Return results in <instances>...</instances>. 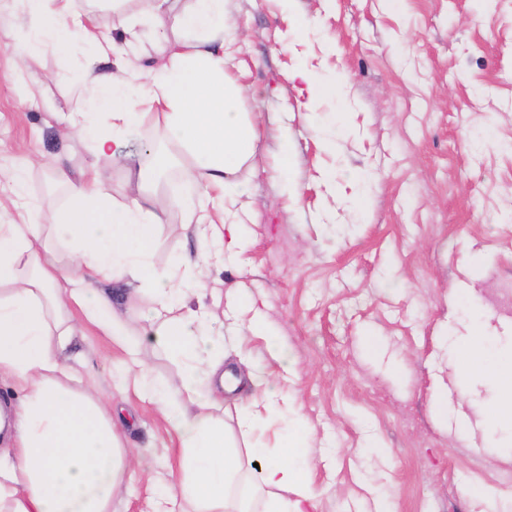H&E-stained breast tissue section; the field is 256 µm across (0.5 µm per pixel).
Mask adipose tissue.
I'll return each mask as SVG.
<instances>
[{
    "mask_svg": "<svg viewBox=\"0 0 512 512\" xmlns=\"http://www.w3.org/2000/svg\"><path fill=\"white\" fill-rule=\"evenodd\" d=\"M20 2L12 26L18 66L31 52L90 34L74 15L73 0ZM167 2L151 0L141 13L168 54L159 70L131 75L111 40L98 43L99 58L114 59L116 70L108 77L90 74L76 101V131L90 156L80 179L57 159L24 156L13 167L12 192L23 209L32 207L27 174L41 165L65 196L49 223L0 221V376L23 393L0 437V512H112L124 489L130 451L113 421L112 401L82 385L63 358L76 331L74 306L123 345L128 359L119 378L142 367L145 342L180 365L175 390L145 376L138 384L140 396L159 405L178 445L173 481L153 512H320L305 463L308 432L284 431L275 449L255 436L257 407L271 420H286L287 394L250 363L241 345L233 350L249 366L246 377L225 371L223 332L205 306L182 303L189 290L201 300L206 296L197 278L200 262L233 253L240 242L235 205L243 188L235 177L254 157L259 134L241 110L246 88L227 74L224 49L238 41L228 0H190L174 16ZM146 110L156 112L166 141L191 161L182 176L194 191L183 212L203 246L199 260L183 258L165 268L151 261L164 219L151 202L156 182L145 167H137L129 182L131 204L114 206L100 189L101 166L124 157L125 134ZM211 208L222 211L223 227L208 222ZM113 280L144 287L148 314L139 338L116 317L109 293L97 287ZM477 381L495 396L490 420L512 426V355L492 368L481 347H473L467 371L458 376L461 394L471 395ZM242 385L252 398L239 426L255 436L245 458L214 415L223 391Z\"/></svg>",
    "mask_w": 512,
    "mask_h": 512,
    "instance_id": "ef3b65f1",
    "label": "adipose tissue"
}]
</instances>
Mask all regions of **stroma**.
<instances>
[{
    "mask_svg": "<svg viewBox=\"0 0 512 512\" xmlns=\"http://www.w3.org/2000/svg\"><path fill=\"white\" fill-rule=\"evenodd\" d=\"M100 36L127 45L141 0L115 12L74 0ZM242 39L230 75L258 151L239 175L245 232L234 255L199 268L206 305L252 359L277 377L307 453L321 512H512V432L488 427L495 399H464L465 343L487 363L512 341V0H232ZM12 0H0V213L16 216L6 177L25 155L88 161L71 100L95 47L30 55L16 70ZM311 29L292 38L303 20ZM345 81L348 95L307 112L291 76ZM336 126L327 151L316 121ZM290 163L279 167L282 131ZM299 187L300 199L285 185ZM180 177L160 188L166 224L152 262L195 255ZM363 195V213L336 214L335 197ZM112 308L143 324L137 285L109 282ZM288 352L280 361L255 318ZM73 373L112 396L125 447L140 453L112 512H152L170 478L175 436L134 381L118 382L121 346L74 311Z\"/></svg>",
    "mask_w": 512,
    "mask_h": 512,
    "instance_id": "1",
    "label": "stroma"
}]
</instances>
